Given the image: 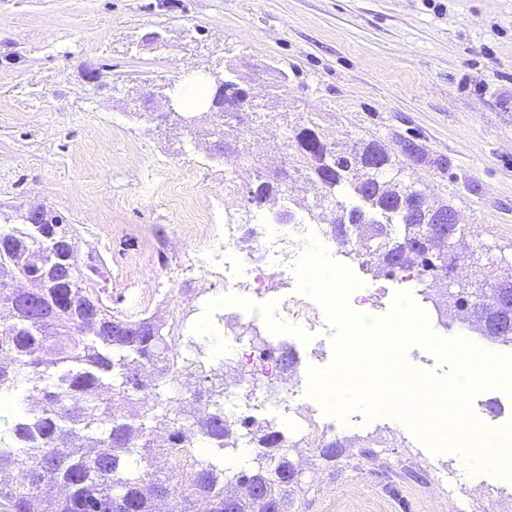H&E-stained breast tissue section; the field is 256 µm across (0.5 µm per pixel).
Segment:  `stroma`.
Wrapping results in <instances>:
<instances>
[{
	"label": "stroma",
	"mask_w": 512,
	"mask_h": 512,
	"mask_svg": "<svg viewBox=\"0 0 512 512\" xmlns=\"http://www.w3.org/2000/svg\"><path fill=\"white\" fill-rule=\"evenodd\" d=\"M230 65L255 80L260 129L194 137L140 98L148 84ZM310 118L340 139L381 141L406 181L456 209L478 247L463 276H512V0H0V204H47L78 245L96 242L95 279L116 313L139 317L128 264L179 234L196 200L252 221L254 165L296 157L284 124ZM404 139L418 157L401 154ZM224 140L249 159L219 158ZM152 256L186 321L210 297L194 337L204 356L223 352V280L190 250ZM369 433L393 443L379 471L362 478L350 447L336 468L304 470L301 512H441L423 465L458 472L469 512H512V479L460 474L454 455L387 416L336 429Z\"/></svg>",
	"instance_id": "1"
}]
</instances>
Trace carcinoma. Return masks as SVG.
<instances>
[{
	"label": "carcinoma",
	"instance_id": "carcinoma-1",
	"mask_svg": "<svg viewBox=\"0 0 512 512\" xmlns=\"http://www.w3.org/2000/svg\"><path fill=\"white\" fill-rule=\"evenodd\" d=\"M296 173L320 185L310 214L332 239H361V256L392 276L415 268L423 282L447 266L448 242L439 225L424 221L447 204L423 201L408 214L399 200L411 183L379 142L347 145L319 124L294 129ZM248 201L284 194V179L254 167ZM37 223H0V396L17 395L10 441L0 446V512H299L301 484L289 480L296 463L281 435L253 418L230 417L211 400L192 418L180 399L162 398L143 378L156 371L173 379L185 366L168 355L176 340L157 348L150 316L112 314L84 263L74 230L43 204ZM32 286L40 309L22 306ZM453 300L488 304L490 293L448 288ZM252 448L248 466L224 467L228 448ZM343 445L319 449L336 467Z\"/></svg>",
	"mask_w": 512,
	"mask_h": 512
}]
</instances>
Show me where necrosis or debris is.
<instances>
[{
  "instance_id": "1",
  "label": "necrosis or debris",
  "mask_w": 512,
  "mask_h": 512,
  "mask_svg": "<svg viewBox=\"0 0 512 512\" xmlns=\"http://www.w3.org/2000/svg\"><path fill=\"white\" fill-rule=\"evenodd\" d=\"M324 234L321 226L309 225L307 236L292 234L284 225H264L260 234L246 238L236 233L235 224L224 226L223 235L214 232L213 216L207 207L197 208L194 221L183 243L195 253L197 266L208 273L223 275L225 292L238 304V309L227 315L226 320L235 324L231 347L224 358L248 367L253 389V401L238 406L236 416L249 417L262 412L272 429H279L281 422H289L291 430L283 434L286 448H309L317 451L333 431L332 423L305 414L298 399L303 393L300 380L285 381L278 369L277 358L281 349L289 344L281 328L296 323L309 337L319 336L325 327L322 307L297 291L295 265L306 251L321 243ZM278 271L292 284V291L282 295L272 306L264 308L254 304L268 271ZM247 321L249 329L264 328L267 333L266 350L255 353L251 344L243 339L239 321Z\"/></svg>"
}]
</instances>
